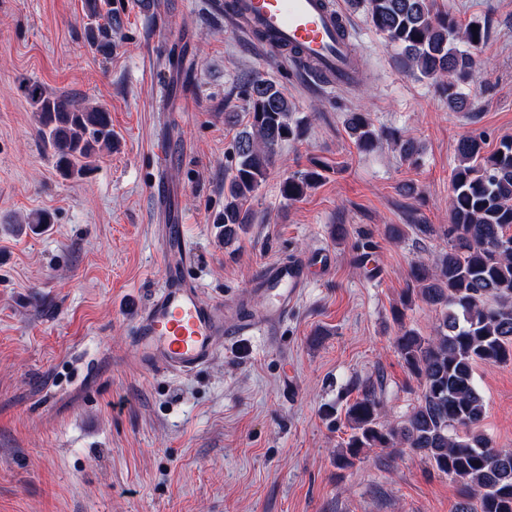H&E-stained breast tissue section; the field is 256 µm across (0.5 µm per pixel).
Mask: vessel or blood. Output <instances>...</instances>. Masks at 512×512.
<instances>
[{
    "mask_svg": "<svg viewBox=\"0 0 512 512\" xmlns=\"http://www.w3.org/2000/svg\"><path fill=\"white\" fill-rule=\"evenodd\" d=\"M230 21L239 32L261 29L262 48L273 61H280L285 49L299 48L325 86L344 87L356 76L355 47L341 29L342 18L332 0H238ZM172 158L170 138L158 139L152 190L166 219L159 235L164 283L135 316L133 348L144 369L187 376L214 361L227 338L274 335L306 288L311 263L296 255L260 269L255 287L268 301L262 318L237 303L205 300L200 282L187 275L195 246L163 178Z\"/></svg>",
    "mask_w": 512,
    "mask_h": 512,
    "instance_id": "1",
    "label": "vessel or blood"
}]
</instances>
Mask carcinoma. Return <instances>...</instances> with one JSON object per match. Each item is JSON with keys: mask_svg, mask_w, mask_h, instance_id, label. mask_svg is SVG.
<instances>
[{"mask_svg": "<svg viewBox=\"0 0 512 512\" xmlns=\"http://www.w3.org/2000/svg\"><path fill=\"white\" fill-rule=\"evenodd\" d=\"M85 40L96 52L112 53L120 21L110 0H82ZM369 21L400 50L403 64L434 81L453 112L469 109L463 87L484 68L478 48L486 30L461 24L436 0H367ZM35 109L45 150L65 177H83L102 152L112 151V119L102 106H85L46 93L36 82L22 87ZM249 129L235 141L224 186V240L247 230L244 209L274 166L279 146L302 134L292 103L276 84L255 76L243 86ZM348 128L358 150H373L380 138L369 114L352 112ZM403 160L417 161L413 137L390 132ZM482 133L470 132L456 145L449 199L448 250L429 261L415 260L406 301L417 296L440 309L432 336H423L397 312L394 348L419 382L418 403L402 420L381 421V400L372 386L345 409L351 434L344 453L348 466L366 448L419 453L437 472L460 484L455 512H512V448H496L481 431L485 405L474 371L479 364L512 363V137L484 153ZM321 179L316 170L289 175L281 195L298 200Z\"/></svg>", "mask_w": 512, "mask_h": 512, "instance_id": "carcinoma-1", "label": "carcinoma"}]
</instances>
